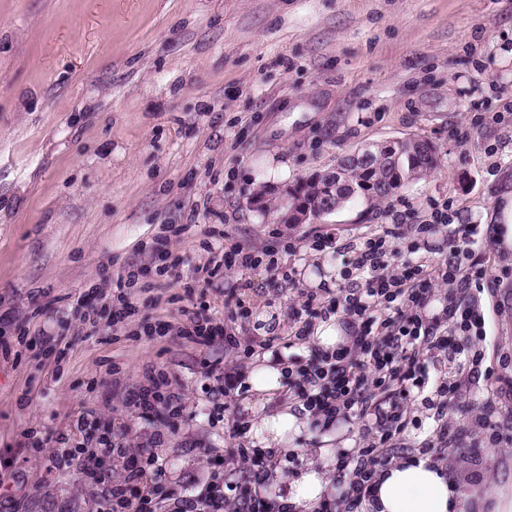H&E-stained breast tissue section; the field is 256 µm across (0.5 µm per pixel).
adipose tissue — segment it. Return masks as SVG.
<instances>
[{
	"instance_id": "obj_1",
	"label": "adipose tissue",
	"mask_w": 512,
	"mask_h": 512,
	"mask_svg": "<svg viewBox=\"0 0 512 512\" xmlns=\"http://www.w3.org/2000/svg\"><path fill=\"white\" fill-rule=\"evenodd\" d=\"M366 512H466V501L446 469L408 458L384 468Z\"/></svg>"
}]
</instances>
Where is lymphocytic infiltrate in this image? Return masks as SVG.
Instances as JSON below:
<instances>
[{
  "label": "lymphocytic infiltrate",
  "instance_id": "1",
  "mask_svg": "<svg viewBox=\"0 0 512 512\" xmlns=\"http://www.w3.org/2000/svg\"><path fill=\"white\" fill-rule=\"evenodd\" d=\"M475 224H455L447 209H435L429 220L404 224L401 217L349 242L331 235L313 239L316 250L344 258L336 288H305L288 307L295 341L306 343L316 319L343 317L346 343L334 349L308 346L305 354L282 358L278 339L241 336L229 322L249 316V282L224 291L227 324L214 321L207 306L182 309L185 323L179 336L202 345L222 341L225 352L249 359L270 354L272 364H287L288 392L297 400L312 430L326 432L336 424L363 421L366 432L379 433L378 442L340 453L337 477L347 478L343 494H322L315 512H363L376 478L392 456L393 437L406 434L414 403L445 409L462 392L461 379L431 378L425 357L452 359L464 350V337H482L484 316L478 298L495 285L493 264L479 245ZM407 240L406 249L397 241ZM438 262H431L430 254ZM292 280L279 265L276 250H257L225 240L205 268L209 287L225 271L259 267ZM448 293H439V286ZM145 382L129 404L140 418L159 427L183 418L181 391L172 389L164 372L148 367ZM91 441L89 451L70 447L71 434ZM46 457L48 471L65 473L81 466L83 454L103 460L127 458L122 479L103 486L93 512H293L286 495L272 488L277 468L274 449H227L211 457L207 480L195 492L172 478L154 445L128 450L120 435L102 430L96 410L72 420L68 431L52 438Z\"/></svg>",
  "mask_w": 512,
  "mask_h": 512
}]
</instances>
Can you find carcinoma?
Instances as JSON below:
<instances>
[{
    "label": "carcinoma",
    "mask_w": 512,
    "mask_h": 512,
    "mask_svg": "<svg viewBox=\"0 0 512 512\" xmlns=\"http://www.w3.org/2000/svg\"><path fill=\"white\" fill-rule=\"evenodd\" d=\"M438 159L433 154L416 155L408 160L407 142L397 141L391 150L372 154L365 163H353L350 155L337 160L336 168L313 172L288 185L286 195L310 208V217L319 218L328 211L321 207L324 199L346 204L356 197L369 201L381 200L395 194L406 183L433 171ZM256 211L267 217L281 219L284 215V198L274 196L266 187L252 195Z\"/></svg>",
    "instance_id": "cac0c4a2"
}]
</instances>
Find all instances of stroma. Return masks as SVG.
Returning a JSON list of instances; mask_svg holds the SVG:
<instances>
[{
  "label": "stroma",
  "mask_w": 512,
  "mask_h": 512,
  "mask_svg": "<svg viewBox=\"0 0 512 512\" xmlns=\"http://www.w3.org/2000/svg\"><path fill=\"white\" fill-rule=\"evenodd\" d=\"M503 116L500 124L492 115ZM406 136L431 141L440 166L381 201L358 200L294 229L250 205L258 183L274 189L370 143ZM512 184V0H0V455L18 449L23 497L5 512H90L101 474L118 478L123 459L87 470L47 472L37 448L79 412L97 409L130 447L155 427L128 407L147 364L182 390L192 414L157 454L173 478L208 468L203 445H230V419L248 423L242 445L275 449L279 468L332 471L328 440L366 441L359 422L322 434L299 415L285 386L250 390L225 418L212 413L203 358L223 357L178 336L148 337L149 324L180 325L187 284L223 238L256 248L279 233L298 245L287 256L298 287L335 283L342 265L311 249L317 234L347 239L389 223L402 203L412 223L449 201L458 224L492 222ZM183 224L169 248L182 255L184 283L157 274L152 254L163 225ZM509 275L484 290V359L462 409L492 403L503 439L473 429L445 464L472 503L495 512L486 481L512 495V229L487 244ZM144 266L149 294L138 314L87 335L75 293L115 287L119 272ZM254 319L288 337V286L265 268L248 271ZM155 297L145 305V297ZM59 333L54 350L41 332ZM283 413L294 426H261Z\"/></svg>",
  "instance_id": "35a3bbf8"
}]
</instances>
